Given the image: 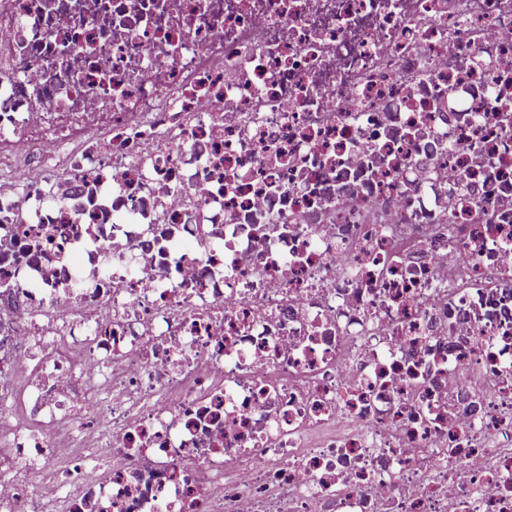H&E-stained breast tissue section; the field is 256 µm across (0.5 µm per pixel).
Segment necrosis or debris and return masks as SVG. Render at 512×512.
<instances>
[{
  "label": "necrosis or debris",
  "instance_id": "4bbe7bcc",
  "mask_svg": "<svg viewBox=\"0 0 512 512\" xmlns=\"http://www.w3.org/2000/svg\"><path fill=\"white\" fill-rule=\"evenodd\" d=\"M0 512H512V0H0Z\"/></svg>",
  "mask_w": 512,
  "mask_h": 512
}]
</instances>
